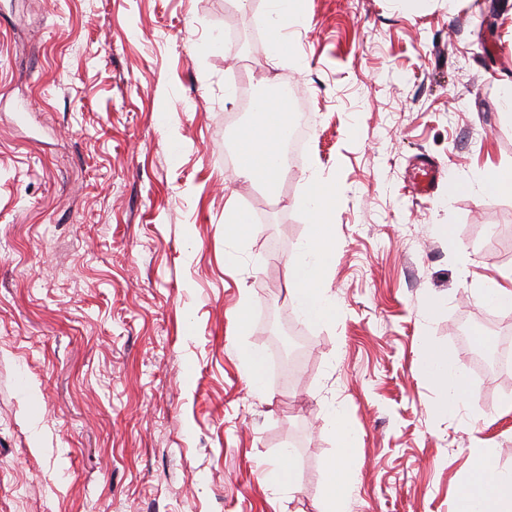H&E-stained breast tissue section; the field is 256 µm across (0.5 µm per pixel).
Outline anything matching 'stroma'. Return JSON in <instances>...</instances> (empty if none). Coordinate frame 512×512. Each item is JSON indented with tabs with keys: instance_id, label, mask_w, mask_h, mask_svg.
<instances>
[{
	"instance_id": "obj_1",
	"label": "stroma",
	"mask_w": 512,
	"mask_h": 512,
	"mask_svg": "<svg viewBox=\"0 0 512 512\" xmlns=\"http://www.w3.org/2000/svg\"><path fill=\"white\" fill-rule=\"evenodd\" d=\"M469 2L304 0L274 65L268 0H0V512H318L336 411L351 512H452L479 449L512 471V367L465 339L512 343L479 297L512 272V195L477 179L512 166V0ZM262 77L312 118L273 196L235 175ZM313 177L341 189L326 324L288 290ZM283 318L302 365L253 392L243 354ZM429 348L468 380L445 415ZM416 182L414 183V190L420 196H432L435 192L439 179L440 170L432 162L427 159L419 160V166L415 173ZM252 233V221L250 216L242 211L236 209L234 206L227 208V218L224 224V237L225 239L234 242L245 241Z\"/></svg>"
}]
</instances>
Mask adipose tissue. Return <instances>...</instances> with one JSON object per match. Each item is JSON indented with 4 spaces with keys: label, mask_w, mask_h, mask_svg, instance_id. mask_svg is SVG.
<instances>
[{
    "label": "adipose tissue",
    "mask_w": 512,
    "mask_h": 512,
    "mask_svg": "<svg viewBox=\"0 0 512 512\" xmlns=\"http://www.w3.org/2000/svg\"><path fill=\"white\" fill-rule=\"evenodd\" d=\"M269 52L280 60L292 53L283 30L287 25L301 22L300 0H270ZM253 120L241 132L237 148L240 179L266 188H273L286 174L281 145L287 139V119L291 112L288 97H262L251 109ZM337 189L321 182L310 183L297 205L309 217L312 232L300 245L288 265V288L300 313L314 323L330 321L335 303L328 293L325 278L330 266L331 212L335 207ZM422 370L443 391L438 410L451 411L465 391V377L456 359L445 350L427 351L421 362ZM341 453L328 465V486L319 512H350L354 489L352 448L356 438L343 422L335 418ZM454 512H512V472L497 470L483 453H476L463 489L459 492Z\"/></svg>",
    "instance_id": "adipose-tissue-1"
}]
</instances>
